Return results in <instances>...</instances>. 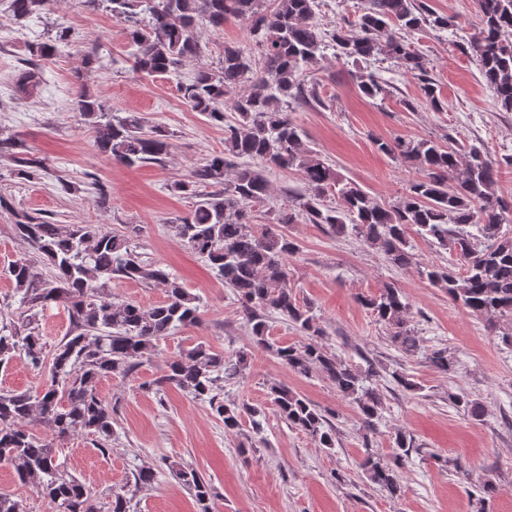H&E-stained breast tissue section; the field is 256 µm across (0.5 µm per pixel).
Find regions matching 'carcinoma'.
Listing matches in <instances>:
<instances>
[{
  "mask_svg": "<svg viewBox=\"0 0 512 512\" xmlns=\"http://www.w3.org/2000/svg\"><path fill=\"white\" fill-rule=\"evenodd\" d=\"M53 0H7L18 23L51 10ZM83 0L90 12L100 8L125 24L134 47L132 68L146 76L173 73L204 50L193 32L200 26L214 29L235 19L244 22L258 54L236 45H224L219 66L200 67L179 83L181 98L192 111L213 125L224 127V150L210 155L188 178L170 185L179 195L197 198L192 216L175 225L178 238L205 258L215 275L231 288L240 312L251 325L254 345L270 352L283 366L304 378L320 377L356 405L364 430L365 456L359 467L364 476L392 497L403 492V473L419 451L413 435L399 431L388 455L372 449L370 434L381 417L383 398L368 381L376 369H367L332 354L319 338L324 331L311 307L300 305L290 287L288 257L299 251L286 227L302 219L335 236L353 234L398 268L414 263L410 232L431 240L455 256L454 266H427L421 270L429 284L448 299L482 318L488 330L501 334L512 348V200L493 192L499 163L482 149L441 144L432 139L397 136L380 139L382 153L408 163L420 172L408 190L391 204L379 203L352 183H342L338 172L302 140L291 119L290 104L317 99L303 74L324 55L327 46L339 58L356 66L352 76L361 92L383 101L390 88L366 65L381 59L397 62L419 81L425 102L439 111L443 101L430 76V60L407 40L424 29L445 30L451 19L432 10L423 0H361L356 30L343 25L327 29L320 22L317 0ZM477 24L466 50L475 57L484 82L494 93L496 106L512 112V0H476ZM62 26L55 36L27 43V65L16 78L17 92L28 96L39 87L43 74L38 61L51 58L69 41ZM248 86V91L239 89ZM237 118L225 121V106ZM73 109L93 130L98 151L128 167L161 164L171 154L170 135L148 123L139 112H114L86 90H79ZM14 164L18 179L42 175V162L23 141L0 138V158ZM296 171L303 189L288 190V212L268 224L255 226L252 208L270 197L266 172ZM338 195L343 207L333 205ZM15 237L29 251L9 265V276L20 295L17 311L0 308V367L24 358L44 364L42 336L33 326L40 309L62 301L69 307L71 329L54 349L47 379L36 391L0 392V463L12 467L18 479L39 480L38 494L51 512H98L92 491L68 474L56 459L50 442L27 429L36 416L52 432H86L106 451L113 433L112 407L101 399L103 377H127L149 359L157 342L171 331L198 321L197 298L165 268L147 262L137 252L140 228L116 236L102 225L61 224L38 213H14ZM51 270L45 276L39 265ZM153 283L166 288L158 305L115 303L107 293L114 281ZM359 303L377 321L392 330L391 341L406 355L422 353L411 325L410 306L402 292L387 286L377 295L361 296ZM276 312L307 336L302 344H284L268 336L266 313ZM249 355L238 351L226 357L197 345L167 362L155 385H172L205 400L234 430L241 418L260 415L256 408L224 403L226 378L242 374ZM425 359L448 374L458 367L453 353L434 349ZM268 401L288 425L304 432L320 448L336 447V431L329 418L305 395L272 382ZM457 409L479 418L481 403L463 393L448 394ZM174 476L194 496L198 512H211L213 486L199 472L180 466Z\"/></svg>",
  "mask_w": 512,
  "mask_h": 512,
  "instance_id": "1",
  "label": "carcinoma"
}]
</instances>
